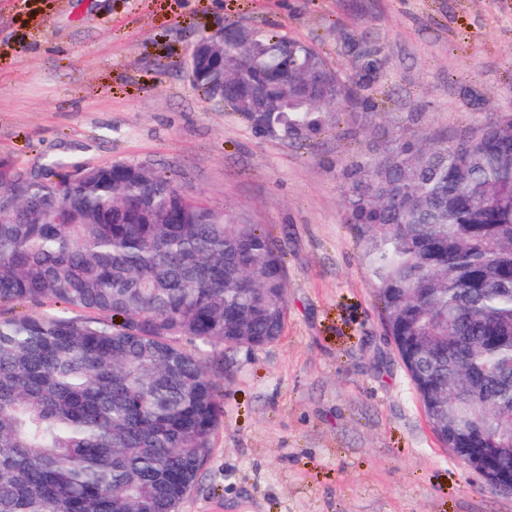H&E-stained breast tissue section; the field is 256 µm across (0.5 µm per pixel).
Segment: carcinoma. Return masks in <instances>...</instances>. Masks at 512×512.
Returning a JSON list of instances; mask_svg holds the SVG:
<instances>
[{
	"label": "carcinoma",
	"instance_id": "obj_1",
	"mask_svg": "<svg viewBox=\"0 0 512 512\" xmlns=\"http://www.w3.org/2000/svg\"><path fill=\"white\" fill-rule=\"evenodd\" d=\"M355 75L266 31L203 61L205 94L314 142L374 114L381 49L345 36ZM296 46L283 60L281 43ZM346 222L432 428L512 448V109L451 143L400 128L346 174ZM60 210L63 224H51ZM0 512H177L223 422L225 355L275 342L288 317L280 246L153 168L0 159Z\"/></svg>",
	"mask_w": 512,
	"mask_h": 512
}]
</instances>
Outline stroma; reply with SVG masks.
<instances>
[{
    "label": "stroma",
    "mask_w": 512,
    "mask_h": 512,
    "mask_svg": "<svg viewBox=\"0 0 512 512\" xmlns=\"http://www.w3.org/2000/svg\"><path fill=\"white\" fill-rule=\"evenodd\" d=\"M247 27L315 47L380 46L370 129L310 145L254 133L183 62ZM512 106V0H0V157L136 162L209 207L247 213L284 251L280 338L240 350L224 423L179 512H512L441 444L387 335L345 221L343 172L396 127L453 138Z\"/></svg>",
    "instance_id": "1"
}]
</instances>
